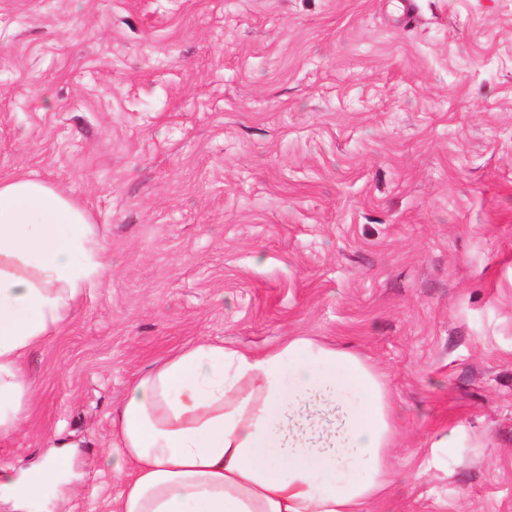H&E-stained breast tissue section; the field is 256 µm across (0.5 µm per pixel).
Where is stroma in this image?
Masks as SVG:
<instances>
[{
  "mask_svg": "<svg viewBox=\"0 0 512 512\" xmlns=\"http://www.w3.org/2000/svg\"><path fill=\"white\" fill-rule=\"evenodd\" d=\"M413 2L0 0V178L78 202L111 265L26 355L0 467L76 444L65 512H101L131 380L311 336L392 396L369 512H512V0Z\"/></svg>",
  "mask_w": 512,
  "mask_h": 512,
  "instance_id": "1",
  "label": "stroma"
}]
</instances>
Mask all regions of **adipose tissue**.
<instances>
[{
  "label": "adipose tissue",
  "mask_w": 512,
  "mask_h": 512,
  "mask_svg": "<svg viewBox=\"0 0 512 512\" xmlns=\"http://www.w3.org/2000/svg\"><path fill=\"white\" fill-rule=\"evenodd\" d=\"M107 269L85 210L53 184L0 178V440L34 396L25 355L66 323ZM390 396L360 355L308 337L263 350L199 341L136 377L101 464L121 480L109 512H364L387 492ZM62 454L20 479L13 512H46Z\"/></svg>",
  "instance_id": "1"
}]
</instances>
